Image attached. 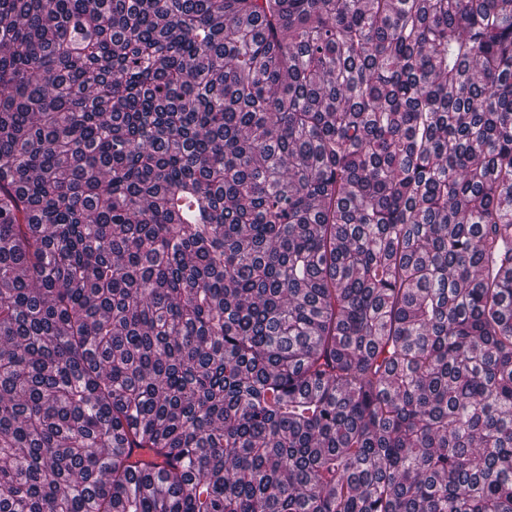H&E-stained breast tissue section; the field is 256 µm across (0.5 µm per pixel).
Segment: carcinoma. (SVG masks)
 Segmentation results:
<instances>
[{
    "mask_svg": "<svg viewBox=\"0 0 512 512\" xmlns=\"http://www.w3.org/2000/svg\"><path fill=\"white\" fill-rule=\"evenodd\" d=\"M0 512H512V0H0Z\"/></svg>",
    "mask_w": 512,
    "mask_h": 512,
    "instance_id": "1",
    "label": "carcinoma"
}]
</instances>
